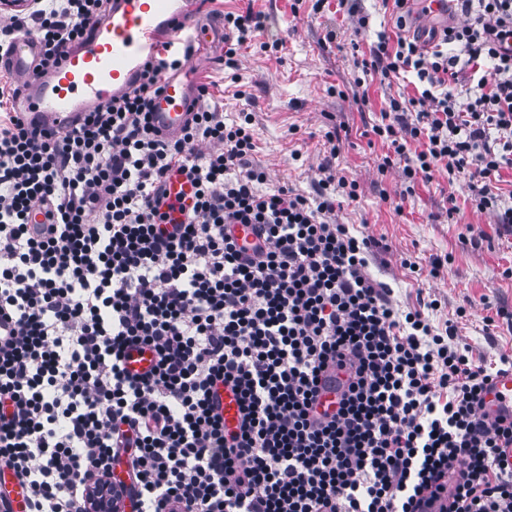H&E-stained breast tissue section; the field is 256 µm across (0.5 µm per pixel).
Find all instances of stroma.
<instances>
[{
    "label": "stroma",
    "instance_id": "1",
    "mask_svg": "<svg viewBox=\"0 0 512 512\" xmlns=\"http://www.w3.org/2000/svg\"><path fill=\"white\" fill-rule=\"evenodd\" d=\"M314 0H206L200 23L222 25L228 12L253 9L266 16V28L244 45L236 67L224 63L212 47L197 49V80L209 83L213 101L224 105L225 118L237 112L254 113L252 133L256 162L267 171L268 187L287 185L307 193L320 179V168L331 164L337 176L357 184L355 201H344L336 211L338 223L375 244L371 274L393 290L400 305H416L431 295L443 306L433 323L454 319L457 308L467 317L459 334L475 355L497 360L512 356V328L499 325L495 342H488L485 317L498 307L512 310V237L500 235L492 216L471 200L466 177L449 179L434 172L420 180L413 193L402 195V162L384 166L392 150L369 143L366 126L379 121L383 102L390 96L410 95L418 79L405 72L386 82L367 78L355 86L358 71L353 47L368 49L380 31L395 33L396 18L385 12L381 0H359L370 25L358 31L355 17L327 0L314 10ZM337 31L328 41V31ZM267 50H260V43ZM239 82H232V75ZM365 89L366 102L353 95ZM345 124L349 133L337 154H330L325 134L332 125ZM416 261L419 272L403 268L402 259ZM438 275H431L433 260Z\"/></svg>",
    "mask_w": 512,
    "mask_h": 512
}]
</instances>
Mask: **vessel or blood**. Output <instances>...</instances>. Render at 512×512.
Masks as SVG:
<instances>
[{
  "instance_id": "1",
  "label": "vessel or blood",
  "mask_w": 512,
  "mask_h": 512,
  "mask_svg": "<svg viewBox=\"0 0 512 512\" xmlns=\"http://www.w3.org/2000/svg\"><path fill=\"white\" fill-rule=\"evenodd\" d=\"M200 0H112L108 19L89 39L70 51L47 74L33 71L38 48L29 37L18 38L9 53V68L20 80L15 109L31 123L55 130L71 124L75 115L108 104L137 83L144 62L154 55L161 39L175 26L196 25ZM153 100L152 121L168 135H178L189 109L198 103L192 69L161 80ZM169 197L179 207L171 223L184 221V207L193 202L194 188L179 174L165 181ZM490 413L512 415V370L498 374L485 396ZM0 496L10 512H26L23 486L0 470Z\"/></svg>"
}]
</instances>
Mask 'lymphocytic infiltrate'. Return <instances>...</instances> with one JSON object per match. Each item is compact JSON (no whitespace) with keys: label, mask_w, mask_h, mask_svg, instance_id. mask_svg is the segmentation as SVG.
<instances>
[{"label":"lymphocytic infiltrate","mask_w":512,"mask_h":512,"mask_svg":"<svg viewBox=\"0 0 512 512\" xmlns=\"http://www.w3.org/2000/svg\"><path fill=\"white\" fill-rule=\"evenodd\" d=\"M450 3L459 25L383 33L357 58L363 76L412 71L423 86L388 97L370 132L404 159V193L437 170L467 176L511 236L512 0ZM110 6L30 0L0 49L33 35L46 73ZM224 26L232 66L264 16L228 12ZM186 59L162 43L139 86L51 134L0 83V468L27 512H89L119 469L132 512H512V419L482 410L512 358L474 357L454 322L431 323L440 300L401 308L369 271L370 241L336 221L337 194L357 186L331 165L311 194L267 187L253 114L225 121L208 83L180 136L162 135L151 98ZM173 171L196 188L181 224ZM237 224L256 226L252 248ZM144 347L153 370L128 373ZM330 379L338 408L320 415ZM224 385L241 404L232 429L214 403Z\"/></svg>","instance_id":"obj_1"}]
</instances>
